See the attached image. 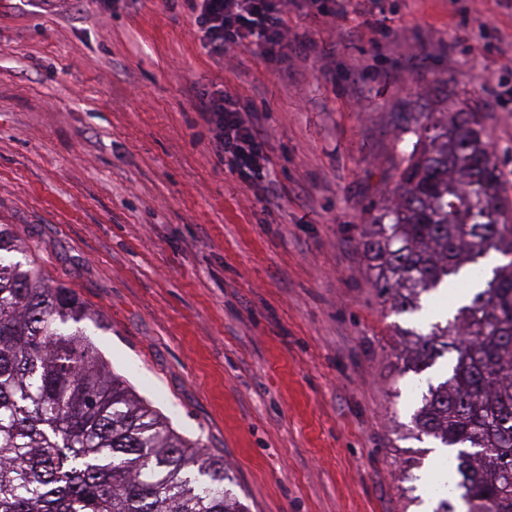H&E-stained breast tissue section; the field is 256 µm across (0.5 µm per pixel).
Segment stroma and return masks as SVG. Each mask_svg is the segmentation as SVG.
Masks as SVG:
<instances>
[{
	"label": "stroma",
	"mask_w": 512,
	"mask_h": 512,
	"mask_svg": "<svg viewBox=\"0 0 512 512\" xmlns=\"http://www.w3.org/2000/svg\"><path fill=\"white\" fill-rule=\"evenodd\" d=\"M285 24L287 65L218 61L183 0H0V224L249 512H422L444 456L408 430L402 352L435 298L393 310L360 235L450 106L480 114L512 190V6L347 0ZM216 88L256 112L272 193L218 156Z\"/></svg>",
	"instance_id": "obj_1"
}]
</instances>
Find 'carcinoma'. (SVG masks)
<instances>
[{"label": "carcinoma", "instance_id": "carcinoma-1", "mask_svg": "<svg viewBox=\"0 0 512 512\" xmlns=\"http://www.w3.org/2000/svg\"><path fill=\"white\" fill-rule=\"evenodd\" d=\"M397 175L400 200L364 225L373 287L400 313L421 297L507 259L453 318L418 335L428 383L412 429L448 449L449 479L432 512H512V199L476 112L419 125ZM0 224V512H247L224 489V458L184 439L139 399L88 339V308L14 260Z\"/></svg>", "mask_w": 512, "mask_h": 512}]
</instances>
